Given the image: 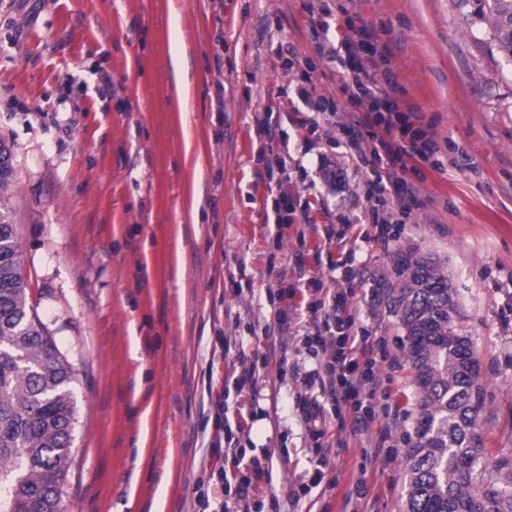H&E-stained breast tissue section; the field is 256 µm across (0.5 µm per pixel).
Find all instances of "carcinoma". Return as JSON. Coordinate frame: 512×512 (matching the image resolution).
Instances as JSON below:
<instances>
[{"label": "carcinoma", "mask_w": 512, "mask_h": 512, "mask_svg": "<svg viewBox=\"0 0 512 512\" xmlns=\"http://www.w3.org/2000/svg\"><path fill=\"white\" fill-rule=\"evenodd\" d=\"M512 62V0H475ZM14 177L0 141V190ZM418 393V425L404 455L398 512H512V463L492 471L476 434L483 388L466 372L455 289L437 264L410 250L384 285ZM73 364L30 302L23 249L0 202V512H60L77 423Z\"/></svg>", "instance_id": "carcinoma-1"}]
</instances>
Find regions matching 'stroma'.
Returning a JSON list of instances; mask_svg holds the SVG:
<instances>
[{
    "instance_id": "obj_1",
    "label": "stroma",
    "mask_w": 512,
    "mask_h": 512,
    "mask_svg": "<svg viewBox=\"0 0 512 512\" xmlns=\"http://www.w3.org/2000/svg\"><path fill=\"white\" fill-rule=\"evenodd\" d=\"M305 0H0V139L15 177L0 194L21 237L38 314L75 366L78 408L63 512H203L219 489V411L272 455L264 512H396L417 393L381 288L408 249L448 274L457 322L480 362L476 432L487 465L512 461V66L475 0H342L372 28L401 110L432 125L443 169L408 158L400 176L423 209L396 215L389 241L359 221L363 175L335 140L299 127L284 92L340 98ZM179 30L190 111L175 105ZM271 116L274 137L258 121ZM293 200L282 240L277 192ZM351 222L323 244L317 228ZM346 259L358 322L385 337L396 457L377 429L307 431L298 396L314 367L309 313L281 328L283 290ZM256 389L226 392L239 353ZM325 454L321 483L313 462ZM365 482L366 496L356 485ZM308 486L302 499L291 498Z\"/></svg>"
}]
</instances>
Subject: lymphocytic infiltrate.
I'll return each mask as SVG.
<instances>
[{
  "instance_id": "1",
  "label": "lymphocytic infiltrate",
  "mask_w": 512,
  "mask_h": 512,
  "mask_svg": "<svg viewBox=\"0 0 512 512\" xmlns=\"http://www.w3.org/2000/svg\"><path fill=\"white\" fill-rule=\"evenodd\" d=\"M344 6L321 4V19L311 34L321 58L336 64L344 75L341 93L362 116L338 123L345 137L348 158L365 174L363 185L369 203L371 223H390L394 213H410L421 206L418 188L396 176L393 166L405 157L434 158L437 147L430 127L416 124L414 113L399 111L391 99L390 71L376 75L369 66L375 58L369 50L373 31L344 18ZM352 289L339 288L326 292L323 298L309 304L308 309L320 318L321 328L307 337L306 345L316 360L314 374L322 395L301 402V409L311 434H321L327 423L324 402L336 410L339 432L358 435L370 430L378 419V407L386 401L375 378L374 351H386L383 337L356 329L351 309ZM216 454L230 457L235 468L232 475L239 499H248L253 484L267 477L259 462H245L243 452L233 435L214 443Z\"/></svg>"
}]
</instances>
